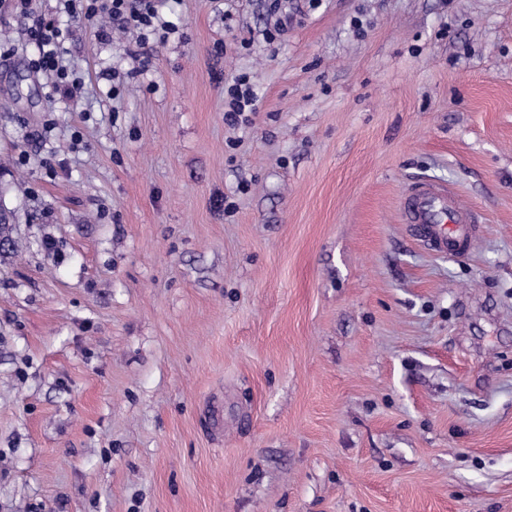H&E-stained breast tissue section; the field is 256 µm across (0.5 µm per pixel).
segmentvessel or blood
<instances>
[{
    "label": "vessel or blood",
    "instance_id": "b4317fda",
    "mask_svg": "<svg viewBox=\"0 0 512 512\" xmlns=\"http://www.w3.org/2000/svg\"><path fill=\"white\" fill-rule=\"evenodd\" d=\"M400 213L412 231L437 253L459 255L467 251L475 234L470 209L461 206L448 186L421 182L405 189Z\"/></svg>",
    "mask_w": 512,
    "mask_h": 512
}]
</instances>
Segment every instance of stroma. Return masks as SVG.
Segmentation results:
<instances>
[{
	"instance_id": "stroma-1",
	"label": "stroma",
	"mask_w": 512,
	"mask_h": 512,
	"mask_svg": "<svg viewBox=\"0 0 512 512\" xmlns=\"http://www.w3.org/2000/svg\"><path fill=\"white\" fill-rule=\"evenodd\" d=\"M157 8L139 60L73 29L67 109L59 0H0V512H512V0ZM30 39L38 47V54L32 60L37 72L49 74L53 78V88L59 98L68 106H74L83 89V81L62 65L66 53L63 47V30L54 21L37 22L30 28ZM257 95L246 75H239L224 84V122L230 125H247L256 113ZM405 224L437 253L459 255L467 251L476 222L446 185L421 182L405 189L399 201Z\"/></svg>"
}]
</instances>
